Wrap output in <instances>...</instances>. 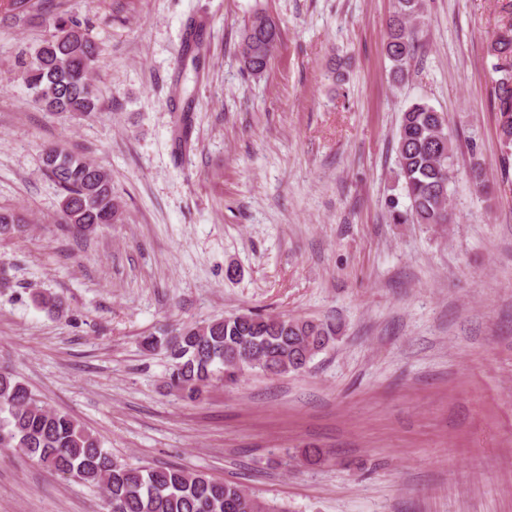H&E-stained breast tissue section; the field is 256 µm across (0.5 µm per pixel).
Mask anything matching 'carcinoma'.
Listing matches in <instances>:
<instances>
[{
    "label": "carcinoma",
    "instance_id": "cac0c4a2",
    "mask_svg": "<svg viewBox=\"0 0 512 512\" xmlns=\"http://www.w3.org/2000/svg\"><path fill=\"white\" fill-rule=\"evenodd\" d=\"M387 25L386 57L391 76L408 77L419 37L422 0H398ZM502 26L488 46L495 59L491 97L498 112L500 137L512 146V0L502 4ZM53 29L29 62L25 80L34 102L56 114L90 116L98 109V88L91 77L100 48L82 24L55 14ZM203 24L191 26L185 54L198 64L204 51ZM278 23L265 12L254 13L239 41L243 71L260 79L270 69L280 41ZM455 153L447 116L418 100L402 112L396 138L399 175L407 203L389 201L394 224H450L448 186ZM43 164L60 196V223L78 232L105 229L122 222L112 176L86 157L57 144L44 148ZM27 231L25 216L0 208V239ZM341 327L331 320L270 316L251 310L202 323L173 327L161 336L144 338L149 351H161L171 365L170 385L190 401L200 398L217 380L234 384L242 369L224 364L234 350L259 355L256 371L275 366L277 375L295 373L327 350ZM0 448H12L46 469L74 477L104 491L108 512H274L267 503L235 483L212 480L176 467L146 468L112 458L101 441L71 416L54 411L35 398L28 385L0 370Z\"/></svg>",
    "mask_w": 512,
    "mask_h": 512
}]
</instances>
